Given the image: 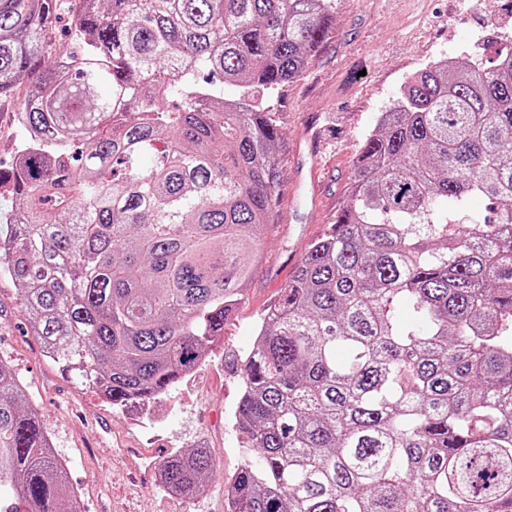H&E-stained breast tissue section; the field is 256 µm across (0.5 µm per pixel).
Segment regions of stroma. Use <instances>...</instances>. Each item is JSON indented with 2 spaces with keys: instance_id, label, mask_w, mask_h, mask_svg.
I'll return each instance as SVG.
<instances>
[{
  "instance_id": "obj_1",
  "label": "stroma",
  "mask_w": 512,
  "mask_h": 512,
  "mask_svg": "<svg viewBox=\"0 0 512 512\" xmlns=\"http://www.w3.org/2000/svg\"><path fill=\"white\" fill-rule=\"evenodd\" d=\"M486 30V56L512 40V0H336L333 33L303 72L275 90L267 107L282 133L279 207L272 235L214 353L161 403L118 411L74 381L26 333L8 278H0V362L31 388L81 512H225L224 490L243 464L245 437L229 415L241 390L238 358L256 339L264 310L279 298L309 245L324 236L348 198L353 162L406 78L440 58L465 62L469 34ZM18 85L0 105V209L16 199L11 173L17 136L8 125L25 96ZM206 442L216 473L183 499L165 491L150 465Z\"/></svg>"
}]
</instances>
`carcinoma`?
I'll list each match as a JSON object with an SVG mask.
<instances>
[{
    "label": "carcinoma",
    "mask_w": 512,
    "mask_h": 512,
    "mask_svg": "<svg viewBox=\"0 0 512 512\" xmlns=\"http://www.w3.org/2000/svg\"><path fill=\"white\" fill-rule=\"evenodd\" d=\"M66 2L0 0V100L29 82L0 274L46 356L124 411L204 363L243 299L278 199L264 98L335 0H80L62 58ZM239 372L255 459L230 512H512V50L404 82ZM214 468L192 448L159 476L192 498ZM0 512H78L2 363Z\"/></svg>",
    "instance_id": "obj_1"
}]
</instances>
